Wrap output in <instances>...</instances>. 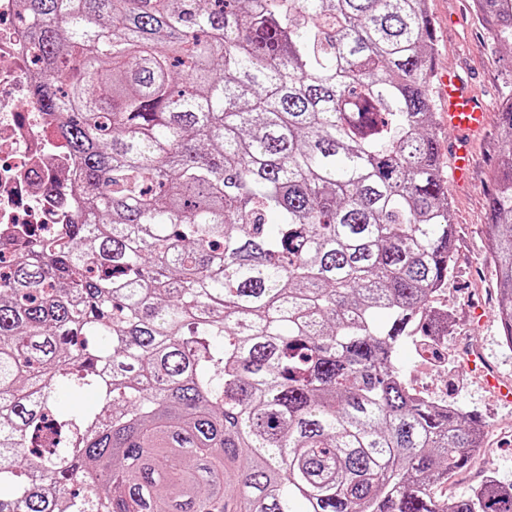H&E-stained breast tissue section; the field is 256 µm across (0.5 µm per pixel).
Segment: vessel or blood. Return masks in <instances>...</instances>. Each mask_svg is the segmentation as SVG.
I'll list each match as a JSON object with an SVG mask.
<instances>
[{
    "instance_id": "b4317fda",
    "label": "vessel or blood",
    "mask_w": 512,
    "mask_h": 512,
    "mask_svg": "<svg viewBox=\"0 0 512 512\" xmlns=\"http://www.w3.org/2000/svg\"><path fill=\"white\" fill-rule=\"evenodd\" d=\"M439 94L444 106V118L449 129L456 134L448 145L451 157L450 186L459 188L466 184L471 162L470 143L473 135L483 130L487 123V106L473 92L470 82L459 72L451 71L438 78ZM469 363L482 371L487 385L494 388L505 401L512 399V385L500 382L493 370L487 368L484 355L477 350L467 355Z\"/></svg>"
}]
</instances>
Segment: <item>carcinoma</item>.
Returning <instances> with one entry per match:
<instances>
[{"label":"carcinoma","instance_id":"1","mask_svg":"<svg viewBox=\"0 0 512 512\" xmlns=\"http://www.w3.org/2000/svg\"><path fill=\"white\" fill-rule=\"evenodd\" d=\"M425 2L26 0L84 211L0 262V512H512L432 493L484 429L393 362L454 265ZM474 2L512 53V0Z\"/></svg>","mask_w":512,"mask_h":512}]
</instances>
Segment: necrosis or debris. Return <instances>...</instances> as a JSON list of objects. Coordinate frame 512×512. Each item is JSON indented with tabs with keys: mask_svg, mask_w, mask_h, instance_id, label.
<instances>
[{
	"mask_svg": "<svg viewBox=\"0 0 512 512\" xmlns=\"http://www.w3.org/2000/svg\"><path fill=\"white\" fill-rule=\"evenodd\" d=\"M33 48L23 0H0V248L15 251L42 224L72 223L77 162L55 113L33 93Z\"/></svg>",
	"mask_w": 512,
	"mask_h": 512,
	"instance_id": "necrosis-or-debris-1",
	"label": "necrosis or debris"
}]
</instances>
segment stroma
<instances>
[{"label": "stroma", "instance_id": "stroma-1", "mask_svg": "<svg viewBox=\"0 0 512 512\" xmlns=\"http://www.w3.org/2000/svg\"><path fill=\"white\" fill-rule=\"evenodd\" d=\"M427 8L435 30V69L468 70L475 92L490 110H498L501 96L512 91V52L500 48L494 29L478 20L472 0H428ZM472 152L468 187L448 195L455 240L453 272L431 299L432 307L446 312L448 332L422 346L415 337H406L395 358L409 388L469 410L484 424V448L466 469L434 487L440 497L469 495L488 475L512 483V404L485 389L464 360L469 348H482L502 376L512 379V351L500 342L486 247L487 201L503 152L495 115L474 139Z\"/></svg>", "mask_w": 512, "mask_h": 512}]
</instances>
